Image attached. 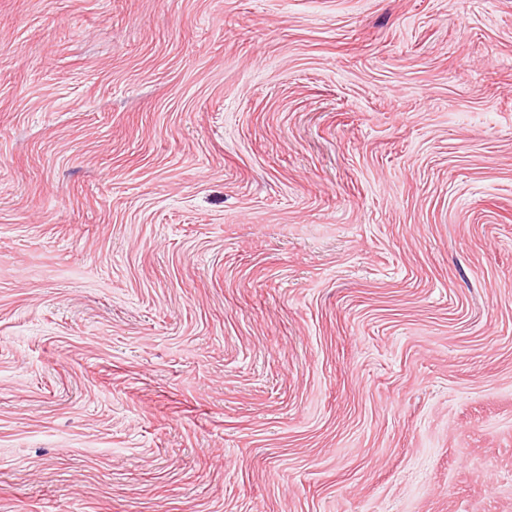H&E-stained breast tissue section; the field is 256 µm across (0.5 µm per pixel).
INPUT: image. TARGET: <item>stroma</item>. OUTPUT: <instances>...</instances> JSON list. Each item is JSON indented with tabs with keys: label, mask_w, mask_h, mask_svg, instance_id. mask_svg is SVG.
Here are the masks:
<instances>
[{
	"label": "stroma",
	"mask_w": 512,
	"mask_h": 512,
	"mask_svg": "<svg viewBox=\"0 0 512 512\" xmlns=\"http://www.w3.org/2000/svg\"><path fill=\"white\" fill-rule=\"evenodd\" d=\"M0 512H512V0H0Z\"/></svg>",
	"instance_id": "35a3bbf8"
}]
</instances>
